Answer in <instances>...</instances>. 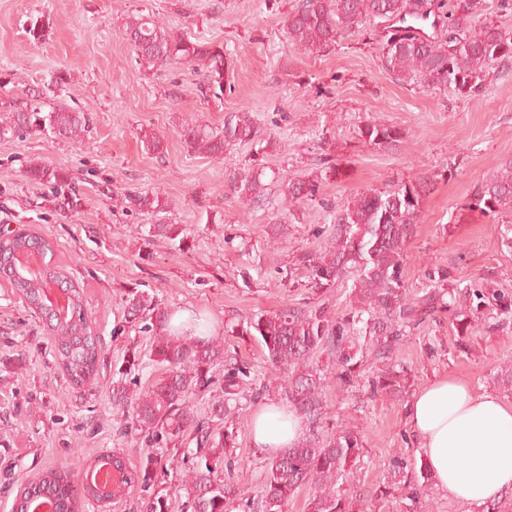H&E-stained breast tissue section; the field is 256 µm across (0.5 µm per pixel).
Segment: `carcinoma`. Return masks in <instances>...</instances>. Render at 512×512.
<instances>
[{
    "mask_svg": "<svg viewBox=\"0 0 512 512\" xmlns=\"http://www.w3.org/2000/svg\"><path fill=\"white\" fill-rule=\"evenodd\" d=\"M482 0H296L286 18L289 44L307 53H320L349 33L366 32L376 39L386 71L402 84L424 89L450 88L465 97L482 92L490 72L512 59V31L495 24L474 28L472 17ZM135 62L154 70L175 63L201 66L209 92L224 95V72L228 66L224 47L188 37L174 38L152 15H137L126 23ZM52 92L46 85L28 95V100L0 101V140L23 138L48 131L53 136L80 143L90 132L91 118L83 112L53 103L43 96ZM361 139L375 149L397 151L404 133L393 125L371 120L360 128ZM183 142L193 152L224 157L226 148L242 143L262 144L261 129L252 112L242 107L224 117V126L194 124L183 129ZM320 180L301 181L281 172L266 173L250 167L235 183L239 202L248 211L267 204L265 178L280 187L282 201L292 205L314 201L320 196L321 181L336 176L334 160L322 159ZM25 174L32 182L47 184L65 193L72 185L70 174L31 161ZM434 176L418 177L388 191L359 193L334 218L328 242L317 252L301 257L308 288L318 295L345 278H352L360 305L333 322L315 305L285 306L254 314L242 335L257 340L274 371L287 376L288 408L308 427V434L268 459L267 480L260 502L262 512H283L288 502L304 487L313 489L306 512H353V505L340 493L339 481L363 456L360 431L347 423L337 425L330 436L319 433L324 414L325 390L332 380L353 382L369 371L375 394L399 395L405 388L404 371L391 362L394 346L407 331L420 326L436 313L450 315L456 330L468 331V313L456 306L442 282L448 274L438 273L434 284L413 298L406 293L403 256L406 244L420 223L422 202ZM134 207L157 215L169 204L157 196L129 194ZM475 208L498 222L502 245L512 249V156L506 157L495 173L475 189ZM5 257L19 250L34 249L44 257L45 270L22 272L12 280L4 277L25 307L45 313L38 306L48 289L64 284L68 312L47 322L46 333L56 344L57 363L74 386L93 385L101 347L94 336L84 305L83 286L74 282L66 267L55 260L51 240L32 231H21L0 241ZM127 313L147 315L154 332V361L164 373L148 388L128 390L112 383V404L126 415L131 428L152 431V439H178L193 430L197 444L207 451L197 456L188 470L184 490L192 512H227L234 500L246 492L215 479V466L224 450L233 447V434L220 427L229 401L238 390L236 378L243 370L227 360L224 338L197 336L171 324L174 312L154 296L137 289L126 298ZM336 354V373L310 365L321 352ZM224 365V398L209 405V415L198 413L194 396L213 384L211 370ZM496 384L512 395V363L499 366ZM161 459L149 456L144 464L129 469L111 453L94 458L76 489L70 477L51 469L35 481L23 484L16 495V512H36L46 506L51 512H78L83 499L112 503L139 487L145 492L144 512H169L170 493L154 490ZM395 483L418 494L427 488L431 475L425 463L392 457Z\"/></svg>",
    "mask_w": 512,
    "mask_h": 512,
    "instance_id": "carcinoma-1",
    "label": "carcinoma"
}]
</instances>
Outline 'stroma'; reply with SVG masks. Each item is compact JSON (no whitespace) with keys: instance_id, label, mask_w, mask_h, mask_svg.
<instances>
[{"instance_id":"obj_1","label":"stroma","mask_w":512,"mask_h":512,"mask_svg":"<svg viewBox=\"0 0 512 512\" xmlns=\"http://www.w3.org/2000/svg\"><path fill=\"white\" fill-rule=\"evenodd\" d=\"M294 2L0 0V95L22 97L59 73L66 82L58 103L92 118L79 147L37 134L0 140V229H33L54 241L57 259L83 286L103 357L96 386L72 385L41 319L0 279V512H13L18 485L43 470L79 479L94 457L111 451L131 468L160 457L173 512H188L179 489L191 460L174 445L129 430L112 405L113 382L145 389L163 373L152 360V334L124 317L125 299L137 286L168 308L206 315L247 371L240 414L224 421L235 445L216 476L249 495L229 504V512H258L268 458L252 445L250 420L261 405L284 403L285 394L262 346L248 335H225L224 327L315 301L330 320L343 318L353 299L351 280L312 295L299 254L324 245L333 211L355 194L423 175L433 183L406 245L403 281L415 296L429 274L447 271L446 288L474 311L471 327L458 334L441 313L412 330L393 354L406 371L405 393L375 396L362 379L331 383L323 423L360 430L363 458L343 488L364 497L372 512H476L433 483L424 499L394 486L390 459L418 456L406 411L423 385L453 375L477 393L494 394L499 365L512 360V315L476 300L480 293L512 295V250L502 246L493 218L471 206L476 187L512 155V66L491 74L472 98L403 85L384 69L369 36L346 35L313 55L289 46L284 19ZM136 14L154 15L172 36L223 45L230 63L223 96H205L203 73L194 65L139 68L125 31ZM35 20L43 26L36 43L28 34ZM243 106L268 136L266 148L238 144L220 160L186 149L184 125L220 127ZM372 119L406 133L402 151L384 153L364 143L359 130ZM147 133L164 139L162 153L147 151ZM327 154L338 173L316 200L291 206L273 186L268 206L243 212L233 185L244 168L283 169L313 180ZM32 160L69 171L77 208L26 178ZM130 192L159 196L169 213L123 207ZM157 223L181 225L182 243L159 236L145 241L141 227Z\"/></svg>"}]
</instances>
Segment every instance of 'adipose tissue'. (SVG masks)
<instances>
[{"mask_svg": "<svg viewBox=\"0 0 512 512\" xmlns=\"http://www.w3.org/2000/svg\"><path fill=\"white\" fill-rule=\"evenodd\" d=\"M407 416L421 458L449 497L478 505L512 490V403L443 376L413 395ZM251 432L259 452L271 456L299 437L301 423L268 403L253 414Z\"/></svg>", "mask_w": 512, "mask_h": 512, "instance_id": "ef3b65f1", "label": "adipose tissue"}]
</instances>
